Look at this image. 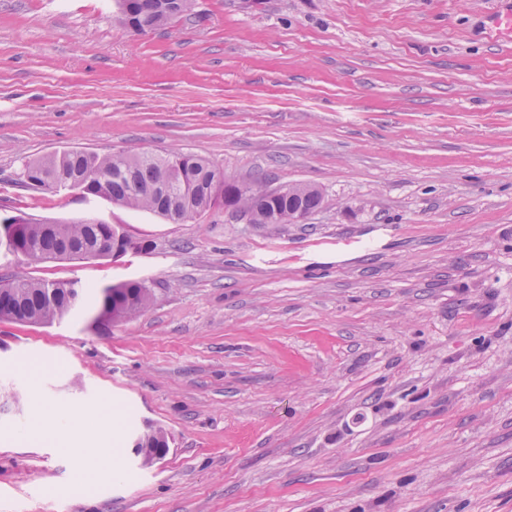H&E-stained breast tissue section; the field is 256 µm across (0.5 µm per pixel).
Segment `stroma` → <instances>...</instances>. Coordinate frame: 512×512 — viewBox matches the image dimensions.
<instances>
[{
	"mask_svg": "<svg viewBox=\"0 0 512 512\" xmlns=\"http://www.w3.org/2000/svg\"><path fill=\"white\" fill-rule=\"evenodd\" d=\"M501 0H193L137 35L113 0H0V217L123 225L143 251L18 272L151 307L0 321V512H512V41ZM69 150L191 153L322 193L303 224H172L21 185ZM351 248H339L342 240ZM40 364L29 378L19 362ZM112 400L95 495L13 431ZM163 427L140 466L131 437ZM112 288V294L105 299L102 294L95 299L98 312H103L108 321H115L146 311L152 302V294L142 281H124Z\"/></svg>",
	"mask_w": 512,
	"mask_h": 512,
	"instance_id": "35a3bbf8",
	"label": "stroma"
}]
</instances>
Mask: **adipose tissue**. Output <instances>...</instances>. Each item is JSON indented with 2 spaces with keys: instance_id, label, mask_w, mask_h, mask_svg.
<instances>
[{
  "instance_id": "adipose-tissue-1",
  "label": "adipose tissue",
  "mask_w": 512,
  "mask_h": 512,
  "mask_svg": "<svg viewBox=\"0 0 512 512\" xmlns=\"http://www.w3.org/2000/svg\"><path fill=\"white\" fill-rule=\"evenodd\" d=\"M84 438L80 446H72L71 434L74 418L71 414L55 409H42L38 415L41 428L46 431L50 443L71 445L74 477L78 483L87 485L101 476L120 473L121 459L113 449L98 447L96 437L101 432H111L120 412L112 404L104 403L83 411Z\"/></svg>"
}]
</instances>
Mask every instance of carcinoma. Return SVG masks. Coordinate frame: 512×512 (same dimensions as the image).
Returning <instances> with one entry per match:
<instances>
[{"instance_id":"carcinoma-1","label":"carcinoma","mask_w":512,"mask_h":512,"mask_svg":"<svg viewBox=\"0 0 512 512\" xmlns=\"http://www.w3.org/2000/svg\"><path fill=\"white\" fill-rule=\"evenodd\" d=\"M118 11L131 8L153 30H159L172 17L157 10L156 0H115ZM174 165L175 177H192L185 183V192L169 199H152L144 195L142 187L158 179L161 170ZM23 168L42 176L47 181L82 182L91 197L106 195L110 202L134 210L150 211L167 221L173 220L172 211L184 208L204 212L224 197H232L230 204L246 209L262 194L263 186H251L250 193L240 195L237 188L206 193L209 182L215 176V166L208 160L190 153L154 155L147 153H122L100 156L80 150L27 161ZM105 172L109 178L94 181L90 174ZM123 232L126 244L133 252L143 250L141 242L123 231L121 225L87 224L78 222H54L51 230L38 223L17 224L8 236L0 238V250L22 258L28 265H38L57 259V251L69 248L74 254L70 260L99 258L101 239L113 232ZM113 295L95 299L98 310L107 320L115 321L146 311L152 302V294L142 281H124L112 286ZM89 301V290L78 289L71 283L35 279L15 274L0 279V320L29 324H49L72 313L80 302ZM166 434L161 427L151 428L140 436L138 447L157 448L159 436Z\"/></svg>"}]
</instances>
